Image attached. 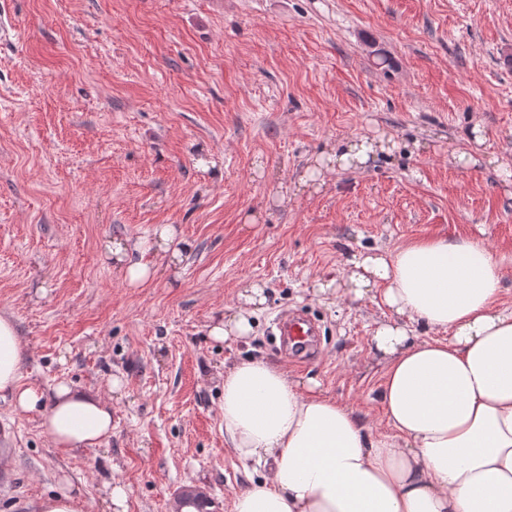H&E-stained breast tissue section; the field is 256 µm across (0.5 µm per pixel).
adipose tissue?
Segmentation results:
<instances>
[{
    "mask_svg": "<svg viewBox=\"0 0 512 512\" xmlns=\"http://www.w3.org/2000/svg\"><path fill=\"white\" fill-rule=\"evenodd\" d=\"M171 226L149 244H106L130 285L150 280L157 251L179 261ZM319 293L390 311L371 351L385 364L379 396L388 431H375L318 381L290 378L261 358L224 370V436L239 460L266 472L233 498L232 512H512V308L497 305L498 262L477 237L413 239L352 257L344 287ZM266 302L253 285L209 329L244 341ZM430 331L420 338L416 330ZM23 347L0 314V398L39 419L60 454L98 446L112 432L100 391L22 380Z\"/></svg>",
    "mask_w": 512,
    "mask_h": 512,
    "instance_id": "adipose-tissue-1",
    "label": "adipose tissue"
}]
</instances>
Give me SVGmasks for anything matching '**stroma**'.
<instances>
[{"instance_id": "stroma-1", "label": "stroma", "mask_w": 512, "mask_h": 512, "mask_svg": "<svg viewBox=\"0 0 512 512\" xmlns=\"http://www.w3.org/2000/svg\"><path fill=\"white\" fill-rule=\"evenodd\" d=\"M0 313L23 380L109 392L112 434L64 456L0 400V512L70 477L85 512H168L196 484L217 512L254 472L224 439V369L250 357L312 377L384 428L370 351L387 309L319 294L348 259L483 234L512 308V0H0ZM480 129L482 144L468 143ZM390 150L315 174L363 137ZM473 161L455 164L454 149ZM168 224L191 242L128 285L104 254ZM265 290L249 343H218L241 287ZM317 319L315 351L275 318ZM118 390H110L112 379Z\"/></svg>"}]
</instances>
